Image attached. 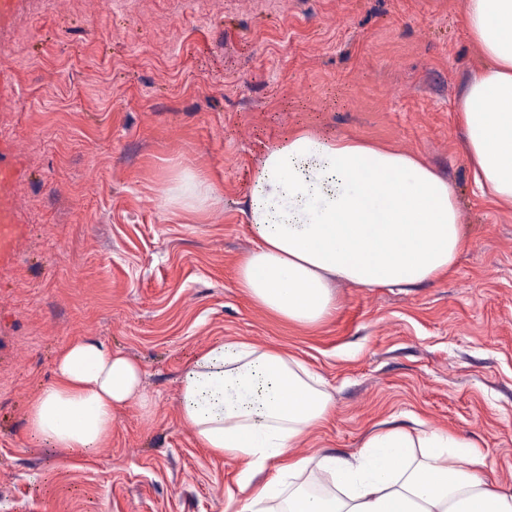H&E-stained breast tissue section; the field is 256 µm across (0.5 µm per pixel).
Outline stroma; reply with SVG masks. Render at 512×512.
<instances>
[{"instance_id":"35a3bbf8","label":"stroma","mask_w":512,"mask_h":512,"mask_svg":"<svg viewBox=\"0 0 512 512\" xmlns=\"http://www.w3.org/2000/svg\"><path fill=\"white\" fill-rule=\"evenodd\" d=\"M0 140L24 208L0 271V512H225L240 465L199 446L185 364L220 339L279 348L334 404L291 450L345 455L418 423L472 441L512 486V208L475 190L455 104L479 64L460 0H18ZM310 126L424 159L454 186L465 248L412 287L334 285L286 321L236 283L264 147ZM202 172L221 199L172 200ZM92 337L142 371L95 458L33 441L25 413L57 352Z\"/></svg>"}]
</instances>
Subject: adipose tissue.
Masks as SVG:
<instances>
[{"label": "adipose tissue", "mask_w": 512, "mask_h": 512, "mask_svg": "<svg viewBox=\"0 0 512 512\" xmlns=\"http://www.w3.org/2000/svg\"><path fill=\"white\" fill-rule=\"evenodd\" d=\"M461 11L482 57L456 105L461 147L481 193L512 205V0H462ZM245 215L255 247L237 285L300 325L333 314L332 280L415 285L451 270L465 246L455 191L426 163L308 127L265 147ZM140 376L111 345L70 343L52 383L29 402L30 434L94 456ZM178 400L201 447L241 462L248 497L239 512H512V492L483 476L485 454L447 432L387 428L345 456L288 457L333 398L319 374L280 349L217 341L185 365Z\"/></svg>", "instance_id": "obj_1"}]
</instances>
